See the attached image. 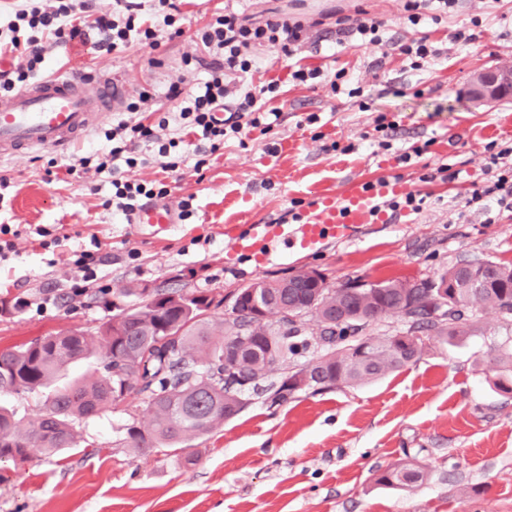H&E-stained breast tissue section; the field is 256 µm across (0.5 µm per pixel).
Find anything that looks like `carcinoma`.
<instances>
[{
  "label": "carcinoma",
  "mask_w": 512,
  "mask_h": 512,
  "mask_svg": "<svg viewBox=\"0 0 512 512\" xmlns=\"http://www.w3.org/2000/svg\"><path fill=\"white\" fill-rule=\"evenodd\" d=\"M464 272L477 277L481 266L476 260L466 261L449 267L444 275L451 284ZM494 277L497 287L448 289L445 306L436 300L431 280L388 279L370 282L366 288L328 284L309 292L293 313L286 311L282 280L265 278L249 284L272 295L260 314L242 300L244 288L230 299L162 288L153 289L149 298L134 284L122 294L140 302L112 315L97 335L64 331L0 352V391L52 388L42 412L24 425L0 408V460H25L75 447L74 419L130 395L145 402L150 412L149 421L128 428L130 445L147 454L211 433L246 408L251 391L265 392V401L272 406L288 403L299 392L293 380L305 371L318 375L315 385L320 389L368 383L418 360L431 339L442 344L463 339L466 310L492 308L511 316L512 267L497 265ZM226 300L231 301L232 319L224 321V333L217 335L207 312ZM306 314L320 323L321 352L297 365L300 352L293 338L299 332L297 319ZM393 315L409 323L404 337L346 341L345 330H359ZM246 341L261 354L224 357ZM96 357L103 361L101 376L59 383L69 365ZM277 370L279 379L269 380ZM492 371L495 388L512 390V353L495 358ZM425 476L422 467L399 462L380 471L376 483L414 487Z\"/></svg>",
  "instance_id": "carcinoma-1"
}]
</instances>
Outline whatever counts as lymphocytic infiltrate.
Wrapping results in <instances>:
<instances>
[{"mask_svg":"<svg viewBox=\"0 0 512 512\" xmlns=\"http://www.w3.org/2000/svg\"><path fill=\"white\" fill-rule=\"evenodd\" d=\"M134 0H114L111 14L91 16L89 0H52L50 5L19 9L11 24V39L0 38V51L24 49L25 66L19 67L16 79L4 80L0 89L11 90L15 82L25 81L39 72L45 60L42 36H54L69 41H86L89 31H97L98 41L93 49H116L135 42L150 48L159 43V31L154 17H162L165 26H175L180 9L175 0H151L147 13L137 14ZM336 26L342 36L343 48H369L383 45L384 22L365 9H358L356 18L340 17ZM304 22L290 18H271L255 25L234 12L212 18L196 32V40L211 57L208 78L202 88L188 95L179 112V134L163 139L159 131L169 125L167 118L157 124L122 120L106 135L111 141V159H123L127 168H135L137 157L128 153L130 145L142 142L154 148L158 156H169L184 138L196 140V168H203L207 154L223 148L226 141L238 138L244 127L271 129L272 111L266 103L278 92L279 84L271 80L257 85L250 78L257 63L252 50L268 46L288 58L289 75L299 85H311L325 80L319 68L294 63L293 58L307 38ZM512 155V147L491 154L488 165L493 174L488 185L475 192L474 200L494 198L497 204L512 211V164L505 157ZM166 187L151 186L125 175L112 178V209L127 216L133 215L140 200L167 196Z\"/></svg>","mask_w":512,"mask_h":512,"instance_id":"f902f5d3","label":"lymphocytic infiltrate"}]
</instances>
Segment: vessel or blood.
Here are the masks:
<instances>
[{
	"mask_svg": "<svg viewBox=\"0 0 512 512\" xmlns=\"http://www.w3.org/2000/svg\"><path fill=\"white\" fill-rule=\"evenodd\" d=\"M123 94L114 78L86 67L37 79L0 98V154L17 157L67 149L88 136ZM402 192L399 183L387 179L351 181L342 197L317 196L297 223L253 225L247 235L237 238L236 248L265 260L282 242L312 249L329 239L351 241L364 225L384 222L381 201ZM134 221L164 228L174 216L165 208L148 206Z\"/></svg>",
	"mask_w": 512,
	"mask_h": 512,
	"instance_id": "b4317fda",
	"label": "vessel or blood"
}]
</instances>
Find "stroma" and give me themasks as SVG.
Instances as JSON below:
<instances>
[{
  "label": "stroma",
  "mask_w": 512,
  "mask_h": 512,
  "mask_svg": "<svg viewBox=\"0 0 512 512\" xmlns=\"http://www.w3.org/2000/svg\"><path fill=\"white\" fill-rule=\"evenodd\" d=\"M183 32L163 33L156 49L130 44L91 52L44 40L43 75L95 67L124 76L128 89L109 120L65 151L0 161L12 188L0 201V225L19 227L15 250L0 261V352L71 328L90 333L127 304L122 288L150 284L181 292L227 296L261 278L316 269L329 285L391 277L436 279L474 259L512 265V212L492 198L473 201L486 185L491 151L512 146V100L492 109L466 95L477 71L512 64V0H459L431 41L442 50L433 70L411 69L391 53L345 50L336 17L363 8L386 23L394 41L418 37L402 0H181ZM231 11L262 22L273 17L323 19L299 51L302 64L326 73L346 70L363 97L331 94L325 84L294 85L286 59L260 46L254 82L279 80L272 102L280 114L264 132L243 130L203 170L193 146L179 147L166 170L149 157L133 178L166 183L163 206L191 199L193 216L155 233L113 213L112 175L96 165L112 147L105 137L127 118L128 102L148 95L141 119L171 123L182 98L207 79L196 59L194 32ZM466 47L450 35L470 25ZM471 26V25H470ZM315 123H307L309 114ZM86 167H79V160ZM77 173L67 174V165ZM391 176L422 197L420 210L388 212L352 242L314 249L281 246L268 261L239 254L227 260L226 221L240 226L295 223L323 190L342 194L351 179ZM60 238L43 247L38 229ZM101 244L98 282L74 292L72 252ZM512 349V318L475 312L458 344L428 341L421 358L356 387L296 394L271 407L250 395L237 417L185 449L142 455L128 447L126 426L147 422L134 397L81 419V445L64 458L38 454L0 462V512H512V392L492 384L490 361ZM424 468L413 488L376 485L378 470L397 462Z\"/></svg>",
  "instance_id": "1"
}]
</instances>
